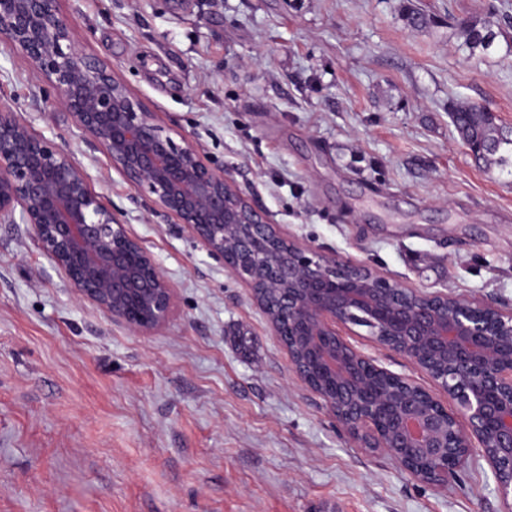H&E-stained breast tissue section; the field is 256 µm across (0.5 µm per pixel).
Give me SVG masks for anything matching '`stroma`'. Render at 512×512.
Segmentation results:
<instances>
[{"mask_svg":"<svg viewBox=\"0 0 512 512\" xmlns=\"http://www.w3.org/2000/svg\"><path fill=\"white\" fill-rule=\"evenodd\" d=\"M60 8L77 46L283 238L512 314V148L475 159L448 112L483 106L512 139V0ZM488 20L492 46L471 50L462 22ZM0 105L84 169L175 296L164 326L134 333L67 290L29 225L0 223V512H507L485 462L440 490L356 447L296 379L249 289L148 209L1 41ZM344 335L431 387L365 328Z\"/></svg>","mask_w":512,"mask_h":512,"instance_id":"1","label":"stroma"}]
</instances>
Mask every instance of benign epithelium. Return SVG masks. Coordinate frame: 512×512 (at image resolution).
I'll return each mask as SVG.
<instances>
[{"instance_id": "obj_1", "label": "benign epithelium", "mask_w": 512, "mask_h": 512, "mask_svg": "<svg viewBox=\"0 0 512 512\" xmlns=\"http://www.w3.org/2000/svg\"><path fill=\"white\" fill-rule=\"evenodd\" d=\"M22 54L56 92L74 125L96 142L112 167L153 209L175 218L225 268L256 292L251 271L228 253L224 227L250 241L281 238L224 172L197 149L176 142L112 68L78 49L59 0H0V41ZM30 225L70 292L138 333L162 327L174 292L152 255L125 230L88 186L84 170L51 141L35 136L0 108V223L15 215ZM266 257L269 275L288 276L280 318H267L296 378L317 394L359 448L384 450L411 477L445 488L448 465L475 459L494 472L512 499V315L451 293L395 287L370 268L288 244ZM377 346L417 366L432 353L448 363L427 373L454 402L376 364L345 341L336 326L349 312Z\"/></svg>"}]
</instances>
